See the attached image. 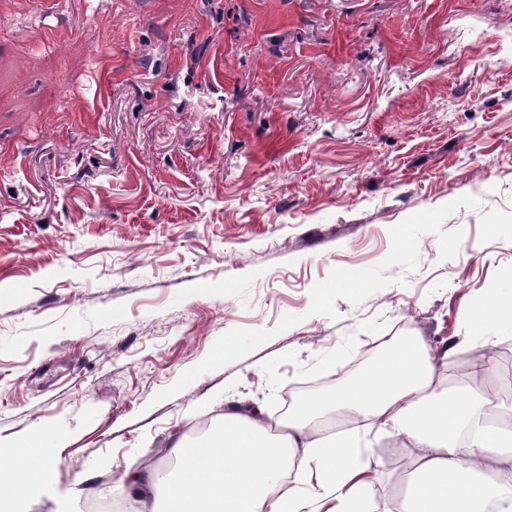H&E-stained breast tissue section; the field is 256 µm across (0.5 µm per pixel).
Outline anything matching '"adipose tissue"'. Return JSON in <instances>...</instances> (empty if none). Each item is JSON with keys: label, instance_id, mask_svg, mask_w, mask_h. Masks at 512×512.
Listing matches in <instances>:
<instances>
[{"label": "adipose tissue", "instance_id": "adipose-tissue-1", "mask_svg": "<svg viewBox=\"0 0 512 512\" xmlns=\"http://www.w3.org/2000/svg\"><path fill=\"white\" fill-rule=\"evenodd\" d=\"M493 396L452 392L419 337L356 381L298 400L281 428L262 411L230 410L205 446L173 438L174 480L133 472L141 512H375L373 476L350 435L325 441L308 425L320 411L349 412L366 432L387 431L418 450L409 491L388 512H512V430H487ZM20 467L0 471V512L40 499L54 447L17 446Z\"/></svg>", "mask_w": 512, "mask_h": 512}]
</instances>
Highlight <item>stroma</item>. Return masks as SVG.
I'll list each match as a JSON object with an SVG mask.
<instances>
[{"label": "stroma", "mask_w": 512, "mask_h": 512, "mask_svg": "<svg viewBox=\"0 0 512 512\" xmlns=\"http://www.w3.org/2000/svg\"><path fill=\"white\" fill-rule=\"evenodd\" d=\"M43 2L0 17V443L55 446L31 512L130 505L171 437L281 420L400 336L468 385L448 339L512 282V0ZM417 454L371 437L377 512Z\"/></svg>", "instance_id": "obj_1"}]
</instances>
